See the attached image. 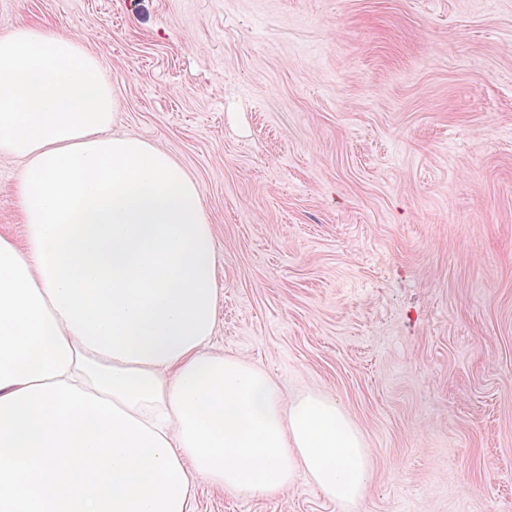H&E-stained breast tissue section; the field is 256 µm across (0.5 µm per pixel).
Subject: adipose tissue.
Listing matches in <instances>:
<instances>
[{
	"instance_id": "adipose-tissue-1",
	"label": "adipose tissue",
	"mask_w": 512,
	"mask_h": 512,
	"mask_svg": "<svg viewBox=\"0 0 512 512\" xmlns=\"http://www.w3.org/2000/svg\"><path fill=\"white\" fill-rule=\"evenodd\" d=\"M98 59L0 37V158L24 161L26 243L0 235V512H195L193 475L241 497L298 480L343 506L371 479L331 396L287 400L213 352L216 242L166 150L110 133Z\"/></svg>"
}]
</instances>
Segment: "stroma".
I'll use <instances>...</instances> for the list:
<instances>
[{
	"label": "stroma",
	"mask_w": 512,
	"mask_h": 512,
	"mask_svg": "<svg viewBox=\"0 0 512 512\" xmlns=\"http://www.w3.org/2000/svg\"><path fill=\"white\" fill-rule=\"evenodd\" d=\"M23 23L81 39L112 133L197 181L214 347L336 397L369 452L351 510L197 475L196 512H512V0H0Z\"/></svg>",
	"instance_id": "stroma-1"
}]
</instances>
